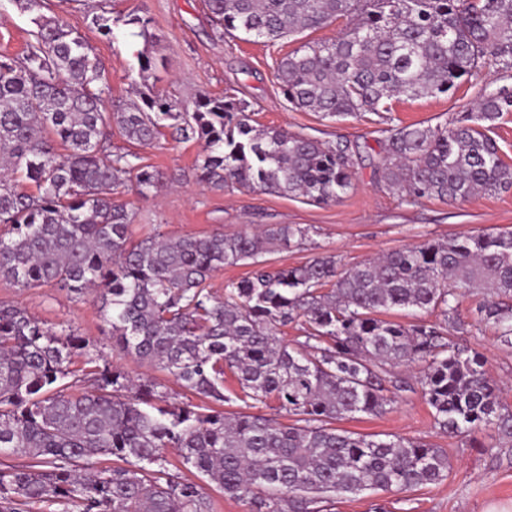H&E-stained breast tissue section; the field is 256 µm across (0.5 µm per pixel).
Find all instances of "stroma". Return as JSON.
I'll list each match as a JSON object with an SVG mask.
<instances>
[{
    "mask_svg": "<svg viewBox=\"0 0 512 512\" xmlns=\"http://www.w3.org/2000/svg\"><path fill=\"white\" fill-rule=\"evenodd\" d=\"M98 0H44L45 14L56 16L80 34L103 62L114 104L134 99L136 90L159 95L175 110L192 106L202 95L245 100L254 126L283 129L328 143L344 142L359 150L352 186L336 201L319 204L301 196L200 184L202 144L178 143L165 137L138 147L145 163L164 173L158 191L142 198L120 191L135 217L133 239L154 233L171 237L227 234L262 224H291L302 228L286 249L268 254L274 265H302L332 253L347 265L429 239L455 235L512 231V189L480 194L449 203L435 198L403 202L398 193L378 183L374 173L383 139L378 115L364 112L340 121L321 113L296 110L284 99L274 76L276 58L303 43L336 38L347 22L269 45L245 35H221L213 30L203 0H112L114 15L129 12L153 18L155 39L145 43L122 24L102 35L88 15ZM29 13L12 0H0V53L22 55L32 40ZM160 59L155 76L138 84L126 77L139 53ZM479 86L462 85L454 93L392 100V115L401 124L436 126L470 111ZM487 296L481 292L461 298L457 328L450 336L459 346L483 352L488 373L503 387L502 401L512 409V346L501 344L492 325L478 322L477 310ZM0 302L25 307L38 321L89 338L87 352L100 363L140 373V365L112 348V336L100 312L97 296L82 298L55 287L23 289L0 280ZM340 428L364 435H400L426 440L448 454L447 477L439 483L405 493L365 492L336 502L333 512H512V444L499 442L494 430L482 428L467 437H450L434 424L432 410L421 393H402L393 408L379 416L359 415L340 421Z\"/></svg>",
    "mask_w": 512,
    "mask_h": 512,
    "instance_id": "stroma-1",
    "label": "stroma"
}]
</instances>
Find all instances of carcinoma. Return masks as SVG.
<instances>
[{"mask_svg":"<svg viewBox=\"0 0 512 512\" xmlns=\"http://www.w3.org/2000/svg\"><path fill=\"white\" fill-rule=\"evenodd\" d=\"M33 14L25 54H0V278L21 288L99 292L112 347L166 372L199 402L176 404L149 378L72 356L82 336L0 304V512H213L203 486L170 472L164 450L250 512H323L365 491L408 492L448 475L447 453L396 435L338 429V420L382 414L415 388L395 368L417 364L423 398L441 431L468 436L491 426L512 442V411L488 377L483 354L461 349L443 323L458 297L491 300L478 321L512 345V231L425 240L350 267L334 254L300 266L265 259L303 231L266 224L226 235L157 233L133 241V212L119 187L146 196L162 175L143 157L114 152L111 128L152 144L162 128L204 142L200 183L274 191L317 203L352 186L356 152L250 124L242 101L204 96L192 110L145 95L107 110L105 67L83 38L40 0H12ZM212 22L276 43L339 18L346 30L275 61L293 108L345 118L373 112L389 124L380 182L404 200L468 199L512 187V169L486 128L512 112V92L482 86L477 106L444 126H400L390 100L448 94L477 84L489 66L512 71V0H204ZM151 35L147 15L112 16L103 0L90 23ZM65 147L66 153L58 151ZM239 263L249 276L206 288ZM391 310L437 312L443 323L405 325ZM302 321L290 344L281 328ZM242 403L246 411L224 405ZM275 403L293 419L248 409ZM106 464L90 472L85 462Z\"/></svg>","mask_w":512,"mask_h":512,"instance_id":"carcinoma-1","label":"carcinoma"}]
</instances>
